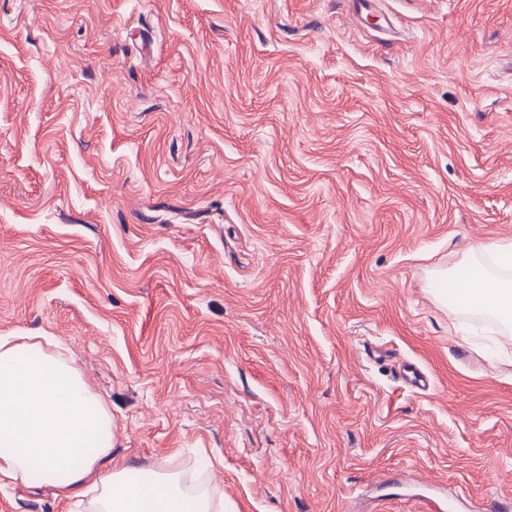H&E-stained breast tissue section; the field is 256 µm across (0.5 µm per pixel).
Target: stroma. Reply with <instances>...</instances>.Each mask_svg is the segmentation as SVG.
I'll use <instances>...</instances> for the list:
<instances>
[{"label": "stroma", "instance_id": "35a3bbf8", "mask_svg": "<svg viewBox=\"0 0 512 512\" xmlns=\"http://www.w3.org/2000/svg\"><path fill=\"white\" fill-rule=\"evenodd\" d=\"M504 239L512 0H0V335L66 348L130 467L495 512L512 343L433 273Z\"/></svg>", "mask_w": 512, "mask_h": 512}]
</instances>
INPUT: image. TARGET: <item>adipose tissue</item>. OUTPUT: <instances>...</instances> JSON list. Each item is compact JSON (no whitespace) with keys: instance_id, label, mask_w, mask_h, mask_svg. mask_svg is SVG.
<instances>
[{"instance_id":"1","label":"adipose tissue","mask_w":512,"mask_h":512,"mask_svg":"<svg viewBox=\"0 0 512 512\" xmlns=\"http://www.w3.org/2000/svg\"><path fill=\"white\" fill-rule=\"evenodd\" d=\"M445 304L512 325V280L475 258L437 271ZM47 336H0V479L32 467L57 478V495H91L94 512H224L215 491L188 492L178 471L141 477L112 461V419L81 374Z\"/></svg>"}]
</instances>
